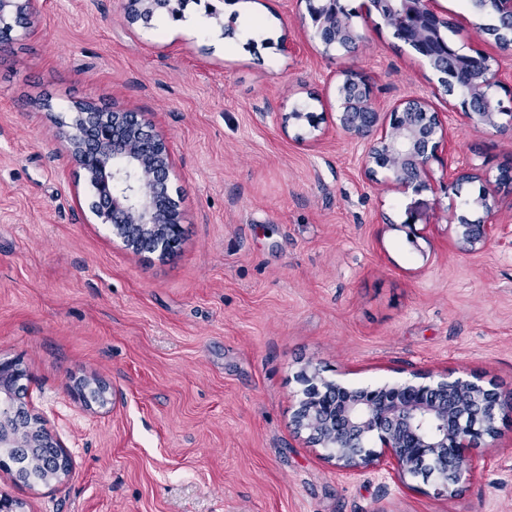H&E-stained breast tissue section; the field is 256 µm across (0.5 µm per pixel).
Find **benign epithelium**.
I'll return each mask as SVG.
<instances>
[{"instance_id":"obj_1","label":"benign epithelium","mask_w":512,"mask_h":512,"mask_svg":"<svg viewBox=\"0 0 512 512\" xmlns=\"http://www.w3.org/2000/svg\"><path fill=\"white\" fill-rule=\"evenodd\" d=\"M129 13L148 17L167 8L165 0H127ZM389 10L375 0L366 6V18L377 9L381 20L409 44L422 46L440 36L444 20L435 0H388ZM39 13V0H0V27L28 29ZM312 30L329 47L336 39L356 42L353 29L336 28V0L309 8ZM480 67L462 89L466 120L497 132L512 130V113L500 111L491 93L499 71L490 57L478 55ZM336 87L337 110L321 116L298 107L277 113L282 128L305 121L313 130L326 121L361 143L360 161L366 174L381 168L390 173L391 187L417 191L431 187L430 163L447 141L448 126L432 102L411 96L385 112L376 106L367 75L354 69L341 71ZM65 132L66 157L89 185L93 219L109 226L112 242L133 253L165 256L182 237L185 213L182 197L173 193L175 161L166 137L156 133L141 112L80 104ZM508 119L501 121V116ZM485 216L457 227L459 243L470 251L484 248L491 239L490 219L499 208L496 191L481 201ZM27 376L18 359L0 360V447L18 441L32 447L54 448L47 464L45 484L61 483L72 475L71 458L53 437L46 420L32 413L28 393L20 381ZM303 385L292 416L295 432L308 446L322 449V457L336 470L360 474L381 468L385 458L394 464L395 477L405 483L420 477L429 466L451 469L447 476L423 478L434 494L456 497L476 471L474 449L494 448L497 419L512 414V392L487 386L479 378L448 373L427 377L415 373L403 382L375 388H349L304 369Z\"/></svg>"}]
</instances>
